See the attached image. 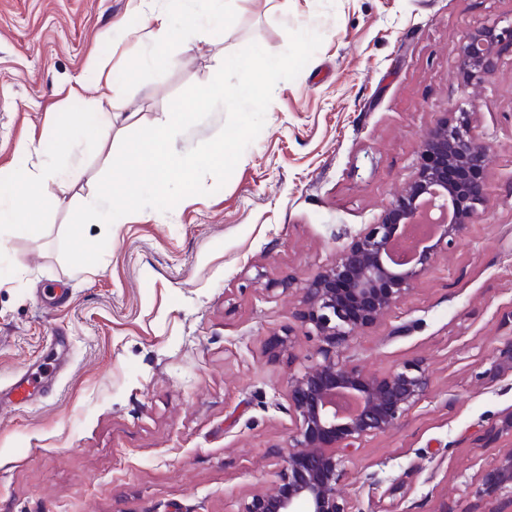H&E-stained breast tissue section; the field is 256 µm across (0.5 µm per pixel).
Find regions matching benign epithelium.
I'll return each instance as SVG.
<instances>
[{
  "label": "benign epithelium",
  "instance_id": "7a95c632",
  "mask_svg": "<svg viewBox=\"0 0 512 512\" xmlns=\"http://www.w3.org/2000/svg\"><path fill=\"white\" fill-rule=\"evenodd\" d=\"M512 44V25L492 24L469 34L461 48L464 82H484L495 72L499 46ZM422 166L381 222L369 224L334 261L313 278L288 288L300 295L305 333L319 340L308 364L288 378V411L295 425L282 454L280 483L268 494L243 501L239 512H349L341 484L346 460L360 442L394 429L430 386L428 372L411 362L383 374L351 366L342 351L356 335L375 326L405 300L435 254L454 246L479 209L487 204L486 163L466 114L443 120L421 144ZM431 198L449 217L432 233L436 241L402 257L396 246L419 223ZM491 371L512 372V337L489 355ZM502 438L511 446L468 485L466 512L512 509V410L478 439Z\"/></svg>",
  "mask_w": 512,
  "mask_h": 512
}]
</instances>
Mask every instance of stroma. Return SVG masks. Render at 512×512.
Masks as SVG:
<instances>
[{
    "label": "stroma",
    "mask_w": 512,
    "mask_h": 512,
    "mask_svg": "<svg viewBox=\"0 0 512 512\" xmlns=\"http://www.w3.org/2000/svg\"><path fill=\"white\" fill-rule=\"evenodd\" d=\"M224 28L188 26L152 48L147 0H0V189L17 170L60 169L51 199L0 223V391L67 338L49 390L0 410V512H237L271 490L294 419L288 377L317 345L286 287L315 276L381 220L417 172L427 130L470 115L488 157V204L414 290L343 354L383 373L422 362L428 394L346 463L350 512H464L465 486L497 448L482 427L512 409V374L485 375L512 335V47L464 85L465 36L512 22V0H223ZM323 42L273 89L265 125L224 186L111 227L99 263L72 268L60 244L95 196L121 140L168 121L171 101L208 83L250 42L279 54L288 32ZM119 75L101 96L92 58ZM78 97H71V89ZM122 118L100 144L88 107ZM58 138L55 153L38 150ZM34 143L22 154L19 142ZM291 337L290 352L276 343Z\"/></svg>",
    "instance_id": "obj_1"
}]
</instances>
